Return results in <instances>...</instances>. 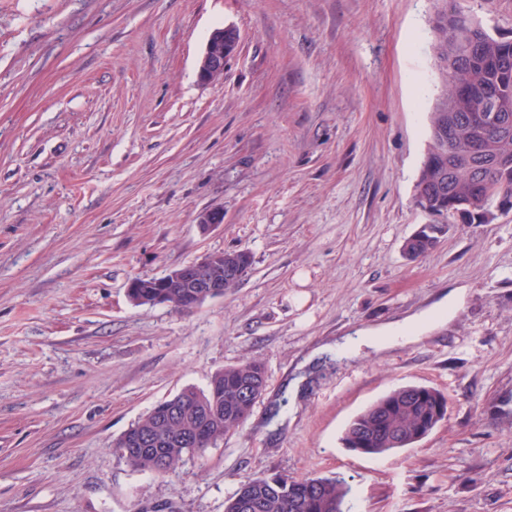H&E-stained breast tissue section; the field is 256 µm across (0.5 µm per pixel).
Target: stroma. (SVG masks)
<instances>
[{"label": "stroma", "instance_id": "obj_1", "mask_svg": "<svg viewBox=\"0 0 512 512\" xmlns=\"http://www.w3.org/2000/svg\"><path fill=\"white\" fill-rule=\"evenodd\" d=\"M512 39V0H448ZM436 0H0V512H224L241 481L326 477L344 512H512V212L411 260ZM241 35L221 79L199 55ZM219 209L209 228L200 213ZM245 250L188 312L136 277ZM447 304L419 339L340 357L357 330ZM258 361L264 395L159 476L112 442L156 403ZM421 384L448 415L413 448L343 447ZM225 29L232 30L228 26L214 29L207 40L197 74L201 83L211 82L224 74V68L229 60V57L225 56V51L230 53L235 46L230 35L224 40Z\"/></svg>", "mask_w": 512, "mask_h": 512}]
</instances>
